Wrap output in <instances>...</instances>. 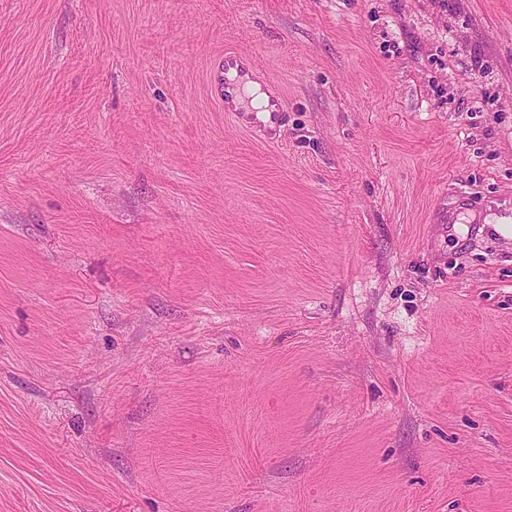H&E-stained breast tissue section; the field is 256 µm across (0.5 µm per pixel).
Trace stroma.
I'll return each mask as SVG.
<instances>
[{"label":"stroma","instance_id":"obj_1","mask_svg":"<svg viewBox=\"0 0 512 512\" xmlns=\"http://www.w3.org/2000/svg\"><path fill=\"white\" fill-rule=\"evenodd\" d=\"M500 224L512 0H0V512H512ZM226 93L230 95L229 101L236 105L242 103L245 98H249L250 107L255 112L269 114L268 112L274 111V105L271 104L268 94L262 91V87L258 81L247 80L242 88L241 94L238 87L231 86L227 88Z\"/></svg>","mask_w":512,"mask_h":512}]
</instances>
